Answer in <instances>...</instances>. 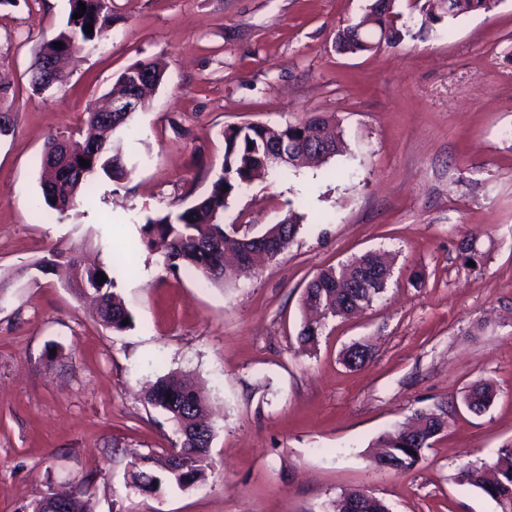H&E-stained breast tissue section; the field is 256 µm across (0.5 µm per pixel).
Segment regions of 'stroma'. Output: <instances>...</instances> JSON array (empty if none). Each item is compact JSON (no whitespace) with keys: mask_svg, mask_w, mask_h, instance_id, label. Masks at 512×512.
Here are the masks:
<instances>
[{"mask_svg":"<svg viewBox=\"0 0 512 512\" xmlns=\"http://www.w3.org/2000/svg\"><path fill=\"white\" fill-rule=\"evenodd\" d=\"M368 3L112 0L111 29L49 94L30 69L68 0L0 6V109L14 118L0 137V512L85 478L92 512H332L358 488L391 512H499L457 473L512 443V0L430 26L396 0L411 36L337 54V29ZM149 60L165 77L122 134L131 177L98 180L92 203L41 221L48 138L78 139L88 108ZM313 112L336 117L343 155L256 181L224 212L252 235L296 212L281 255L215 286L168 273L141 245L145 216L188 206L220 174L224 130ZM55 249L111 268L129 328L105 329L64 274L33 269ZM374 250L392 261L384 292L301 349L306 284ZM357 340L373 357L351 369L342 355ZM169 373L208 402L211 465L188 489L133 493V454L178 442L169 415L140 400ZM480 379L496 397L475 415L464 396ZM437 408L448 426L420 462L379 469L377 438Z\"/></svg>","mask_w":512,"mask_h":512,"instance_id":"stroma-1","label":"stroma"}]
</instances>
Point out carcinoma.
Here are the masks:
<instances>
[{
  "instance_id": "1",
  "label": "carcinoma",
  "mask_w": 512,
  "mask_h": 512,
  "mask_svg": "<svg viewBox=\"0 0 512 512\" xmlns=\"http://www.w3.org/2000/svg\"><path fill=\"white\" fill-rule=\"evenodd\" d=\"M81 2L86 4V11L80 18L75 19L73 14L78 12ZM435 2L440 4L442 14L455 18L468 12H488L497 5L498 0ZM70 5L66 29L44 44L37 53L31 85L39 94L50 90V87L41 83L38 69L42 60L60 53L54 43L60 42L65 46L71 39L79 38L95 48L112 26V0H70ZM377 23L378 26L363 33L359 40L344 39L341 34H336L337 52L363 54L375 50L383 43L395 47L409 33V27L402 22V14L393 10L380 14ZM88 24L93 25V32L89 34L85 33V26ZM144 69L153 72L155 77L153 83L139 87L142 103L147 106L163 81V71L156 64L136 63L125 69L118 81L134 84L140 80V73ZM104 116L105 113L95 109L87 112V122L92 130L90 139L99 142L93 152L85 149L76 151L69 159L60 158L52 164L50 157L57 153L59 137L52 136L47 141L42 158L43 203L36 204V209L42 214H64L76 208L82 200L91 202L95 195L94 176L99 172L118 184L129 178L131 169L127 167L123 154L121 133L131 127L134 116L127 112H115L110 126L103 122ZM279 132L278 142L283 145L284 152L288 155L302 148V133L313 132L321 137L326 148L314 160L317 165L327 163L342 147L339 123L332 116L312 113L295 124L279 129ZM223 136L225 147L221 173L213 179L207 194L181 212L148 215L140 227V241L146 247H152L157 240L164 242L165 252L161 264L165 270L175 273L182 267H191L212 284L224 281V255L227 250L240 244L239 240L226 231L223 224L224 210L230 201L256 177L265 173H278L285 167L294 165L290 160L274 162L270 159L272 138L267 136L264 126L233 127L225 130ZM82 159L89 161L90 165L82 167ZM299 229L300 224L296 222L294 214L286 215L279 222L278 235L270 245L271 257L282 254ZM358 264L380 273V279L357 289L358 309L369 305L385 290L391 276L384 254L377 251L367 252L338 268H328L316 274L305 288L304 307L312 309L318 304L322 311L330 312L332 317L350 316L351 309L342 306L341 294L349 279L354 277L355 266ZM99 272L103 273L106 280L96 278ZM68 285L76 296L90 295L96 300L97 317L101 325L115 332L126 329L122 321L130 320L132 316L121 298L112 292L113 280L109 268L98 265L78 269ZM324 327L325 323L320 320L304 321L297 336L302 348H314ZM467 397L474 399L477 407L484 412L491 406L495 390L489 381L479 380L472 385ZM144 401L170 414L175 428L184 432L175 452L192 455L194 465L189 472L181 471L171 461L170 454L164 458L152 454H136L130 461V483L145 492L153 493L166 482H174L181 488H187L203 479L210 467L214 429L208 425L206 404L201 395L171 373L158 378L152 384L144 395ZM375 447L387 449V453L399 462L400 473L413 469L423 453L421 448H408L397 429H391L380 436ZM494 468L499 478L489 488L484 485L482 467L474 464L468 463L459 469L458 481L482 490L496 501L500 512H512V446L499 449Z\"/></svg>"
}]
</instances>
